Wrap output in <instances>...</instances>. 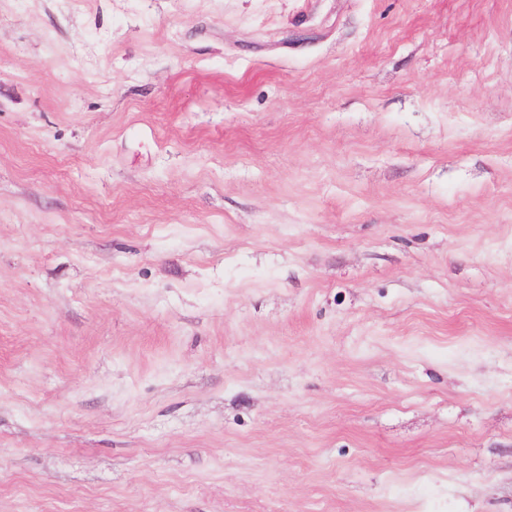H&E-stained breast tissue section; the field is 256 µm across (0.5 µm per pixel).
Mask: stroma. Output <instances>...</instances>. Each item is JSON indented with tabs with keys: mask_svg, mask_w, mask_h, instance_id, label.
<instances>
[{
	"mask_svg": "<svg viewBox=\"0 0 512 512\" xmlns=\"http://www.w3.org/2000/svg\"><path fill=\"white\" fill-rule=\"evenodd\" d=\"M0 512H512V0H0Z\"/></svg>",
	"mask_w": 512,
	"mask_h": 512,
	"instance_id": "stroma-1",
	"label": "stroma"
}]
</instances>
